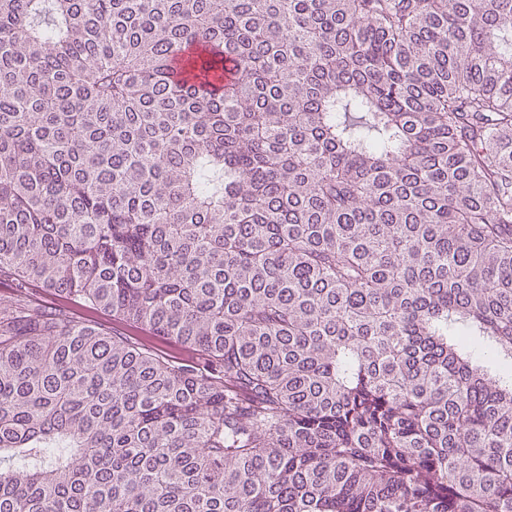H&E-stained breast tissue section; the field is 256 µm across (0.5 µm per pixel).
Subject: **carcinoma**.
Instances as JSON below:
<instances>
[{"label":"carcinoma","mask_w":512,"mask_h":512,"mask_svg":"<svg viewBox=\"0 0 512 512\" xmlns=\"http://www.w3.org/2000/svg\"><path fill=\"white\" fill-rule=\"evenodd\" d=\"M2 276L0 512H512V0H0ZM37 297L49 307L55 308L78 320H89L101 325L112 334L121 336L138 347L149 349L168 359L169 361L182 363H200L196 352L174 342L162 340L149 333L148 330L135 326L121 319L113 317L111 313L100 309H92L81 303L64 296L42 289H36Z\"/></svg>","instance_id":"obj_1"}]
</instances>
